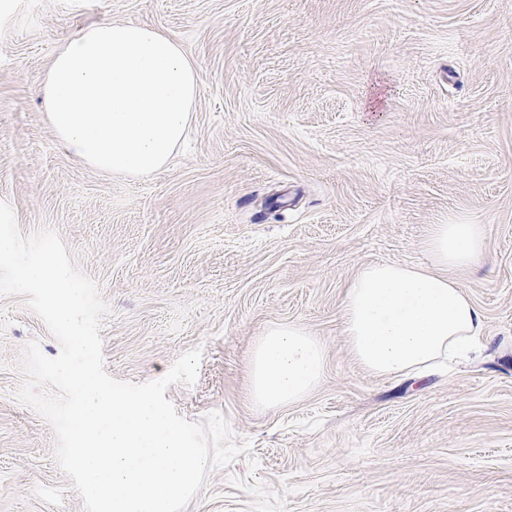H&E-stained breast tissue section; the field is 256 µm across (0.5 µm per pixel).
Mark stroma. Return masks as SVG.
Here are the masks:
<instances>
[{
	"label": "stroma",
	"mask_w": 512,
	"mask_h": 512,
	"mask_svg": "<svg viewBox=\"0 0 512 512\" xmlns=\"http://www.w3.org/2000/svg\"><path fill=\"white\" fill-rule=\"evenodd\" d=\"M148 23L198 64L184 141L138 178L58 143L38 93L56 48ZM0 201L51 229L109 307L105 370L141 383L201 347L193 385L250 452L185 512H512V0H0ZM435 224H481L448 275L484 347L424 379L354 358L342 303L365 264H429ZM294 323L325 346L299 401L256 404L251 353ZM60 345L0 295V512H83L51 424L20 403L23 352Z\"/></svg>",
	"instance_id": "stroma-1"
}]
</instances>
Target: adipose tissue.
Listing matches in <instances>:
<instances>
[{"instance_id":"ef3b65f1","label":"adipose tissue","mask_w":512,"mask_h":512,"mask_svg":"<svg viewBox=\"0 0 512 512\" xmlns=\"http://www.w3.org/2000/svg\"><path fill=\"white\" fill-rule=\"evenodd\" d=\"M59 144L93 168L145 176L183 139L197 96V63L182 43L149 24L104 21L56 51L40 90ZM481 224H436L425 267L363 266L347 286L344 333L356 360L377 376L421 377L439 360L480 347L483 316L452 269L486 253ZM325 365L321 341L301 326L269 328L251 360V393L267 406L303 398Z\"/></svg>"}]
</instances>
